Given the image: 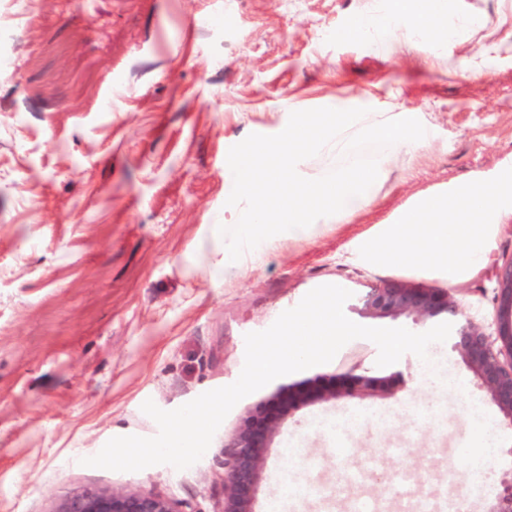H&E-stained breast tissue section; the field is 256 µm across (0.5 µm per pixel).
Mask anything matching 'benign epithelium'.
I'll return each mask as SVG.
<instances>
[{
	"label": "benign epithelium",
	"mask_w": 512,
	"mask_h": 512,
	"mask_svg": "<svg viewBox=\"0 0 512 512\" xmlns=\"http://www.w3.org/2000/svg\"><path fill=\"white\" fill-rule=\"evenodd\" d=\"M495 296L497 329L493 334L464 313L451 289L429 288L390 279L372 287L360 298L365 317L405 316L417 323L445 321L452 324L450 340L466 368L480 381L491 403L502 415L504 427L512 430V258L498 269ZM376 379L347 374L320 387H284L276 395V408L257 405L224 444V510L255 512L254 494L266 467V448L276 434L281 416L298 398L330 401L348 388H368ZM511 463L501 474L500 489L486 512H512V445L500 449ZM56 512H179L174 503L151 490L85 489L68 496Z\"/></svg>",
	"instance_id": "benign-epithelium-1"
}]
</instances>
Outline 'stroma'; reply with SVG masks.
I'll list each match as a JSON object with an SVG mask.
<instances>
[{
    "instance_id": "1",
    "label": "stroma",
    "mask_w": 512,
    "mask_h": 512,
    "mask_svg": "<svg viewBox=\"0 0 512 512\" xmlns=\"http://www.w3.org/2000/svg\"><path fill=\"white\" fill-rule=\"evenodd\" d=\"M391 0H0V512H55L85 488L149 489L180 512H221L224 443L279 386L353 373L387 379L361 392L296 407L267 450L257 512L277 489L282 450L296 474L335 484L344 464L327 430L357 414L352 462L377 448L432 459L420 494L464 476L486 434L481 494L461 487L465 512H485L499 490L512 430L450 343L387 367L367 339L324 365L270 382L240 400L204 456L184 470L87 467L118 436L151 437L146 400L173 410L232 384L244 336L270 327L312 289L358 293L387 279L444 288L416 269L367 265L357 237L421 191L512 166V53L487 75L452 77L485 37L512 44V0H448L460 26L448 45L386 50L383 31L341 42L336 31ZM485 28H465L466 16ZM355 96L369 123L417 112L438 141L401 156L374 204L347 224L282 241L226 279L211 274L207 240L224 221L229 149L274 135L289 112ZM512 258L503 225L485 265L453 284L465 312L497 328L496 269Z\"/></svg>"
}]
</instances>
